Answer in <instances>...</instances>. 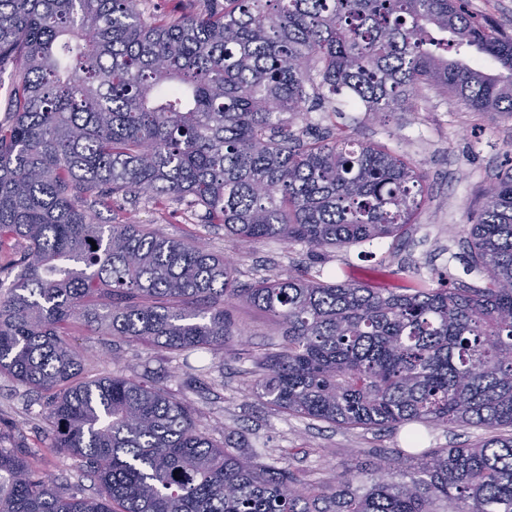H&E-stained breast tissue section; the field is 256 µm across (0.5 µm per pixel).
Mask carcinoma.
<instances>
[{
    "instance_id": "1",
    "label": "carcinoma",
    "mask_w": 512,
    "mask_h": 512,
    "mask_svg": "<svg viewBox=\"0 0 512 512\" xmlns=\"http://www.w3.org/2000/svg\"><path fill=\"white\" fill-rule=\"evenodd\" d=\"M0 0V376L48 395L52 447L97 498L62 491L0 447V512H512V169L486 191L469 270L399 290L328 283L307 267L248 285L203 243L100 224L75 190L201 207L240 242L313 253L401 238L426 177L389 148L305 134L317 109L405 112L418 86L512 114V36L465 0ZM493 58L485 72L469 49ZM268 313L267 403L337 426L475 425L465 448L396 454L366 470L294 471L199 428L153 381L84 375L77 321L175 354L239 335L227 306Z\"/></svg>"
}]
</instances>
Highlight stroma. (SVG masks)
I'll list each match as a JSON object with an SVG mask.
<instances>
[{
  "label": "stroma",
  "instance_id": "obj_1",
  "mask_svg": "<svg viewBox=\"0 0 512 512\" xmlns=\"http://www.w3.org/2000/svg\"><path fill=\"white\" fill-rule=\"evenodd\" d=\"M345 122L355 139L405 154L426 175L428 196L402 239L330 248L315 257L304 245L275 239L239 243L225 235L223 225L206 223L203 209H190L179 201L161 210L142 195L114 197L108 208L98 204L94 191L81 193L80 199L99 223L135 221L175 239L202 240L235 265L244 283L285 277L309 266L324 281L351 280L372 288H396L441 271L482 285L484 274L463 272L468 229L483 208L488 186L512 167V115L472 111L449 94L423 85L411 111L350 112ZM229 313L241 335L224 350L186 359L159 346L99 336L86 326L72 329L67 341L79 355L93 356L92 374L161 380L192 407L201 427L244 434L251 449L266 458L289 449L288 462L295 470L318 468L331 474L368 458L408 451L407 436L413 429L424 448H461L488 435L476 426L346 428L278 412L251 389L256 356L275 350L280 341L273 321L246 305L230 308ZM48 429L40 395L0 377V446L31 452L34 464L60 488L97 496V484L77 459L49 450Z\"/></svg>",
  "mask_w": 512,
  "mask_h": 512
}]
</instances>
